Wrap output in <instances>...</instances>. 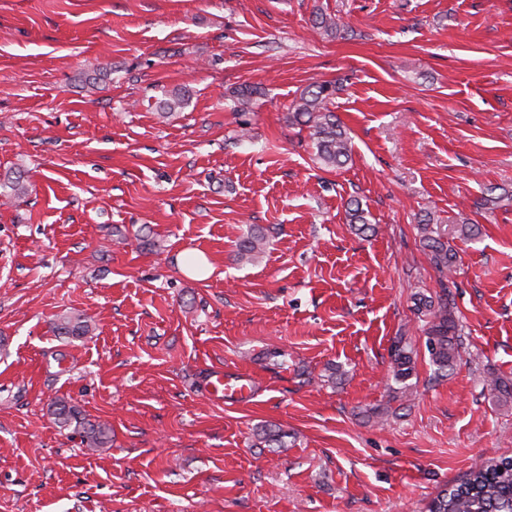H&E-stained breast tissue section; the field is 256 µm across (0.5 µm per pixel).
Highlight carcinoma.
I'll return each mask as SVG.
<instances>
[{"instance_id":"1","label":"carcinoma","mask_w":512,"mask_h":512,"mask_svg":"<svg viewBox=\"0 0 512 512\" xmlns=\"http://www.w3.org/2000/svg\"><path fill=\"white\" fill-rule=\"evenodd\" d=\"M313 27L335 37L343 25L331 15L320 12L315 15ZM335 94V84L318 83L301 96L292 112V121L308 129L317 157L327 167L343 166L352 155L351 139L330 109ZM1 188L8 189L5 193L7 197L19 198L28 193V186L19 177L1 182ZM348 216L350 223L358 225L360 233L373 230L360 204L356 203L349 208ZM421 230L436 265L453 271L455 253L448 249L441 237L432 235L430 224H422ZM265 244L264 234L252 232L238 244V257L252 259L263 252ZM415 310L420 314L433 316L426 347L437 370L448 371L462 345L449 300L445 298L436 302L430 296L419 297L415 302ZM53 332L58 336L79 339L91 335L93 326L82 314H66L54 323ZM392 352L393 379L395 383L406 388L407 380L413 375L414 350L405 343L404 338L399 337L394 341ZM486 386L505 401L512 398V385L500 377L488 378ZM50 411L60 425H72L80 430L82 443L87 448L96 451L110 442L112 427L108 423L86 420L82 417V412L69 402L55 400L50 405ZM427 512H512V458L488 459L475 464L463 482L440 491L428 504Z\"/></svg>"}]
</instances>
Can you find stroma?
Masks as SVG:
<instances>
[{
	"label": "stroma",
	"instance_id": "obj_1",
	"mask_svg": "<svg viewBox=\"0 0 512 512\" xmlns=\"http://www.w3.org/2000/svg\"><path fill=\"white\" fill-rule=\"evenodd\" d=\"M323 81L352 136L339 169L289 120ZM19 172L28 194L0 197V512H422L512 457V401L485 384L512 383V0H0V178ZM253 229L268 243L239 260ZM420 294L454 304L442 374ZM77 313L91 336L53 334ZM217 368L254 398L216 400ZM58 398L111 447L60 427ZM427 223L421 224V230L425 233L424 240L427 242V246L433 253V260L436 265L441 268L448 270L451 273L455 267L456 255L452 252V249H448V245L442 241L440 236H434L430 229V219H424ZM182 260L186 275L194 279L204 278L211 268L207 257L199 250L184 252ZM392 352L394 360L393 379L395 383L402 385L399 389L407 388L409 385L406 382L413 375L414 350L400 336L394 341ZM50 411L62 426H72L80 430L82 443L90 450L105 448L111 439L112 427L106 422H91L82 417V412L69 402L58 399L51 403Z\"/></svg>",
	"mask_w": 512,
	"mask_h": 512
}]
</instances>
